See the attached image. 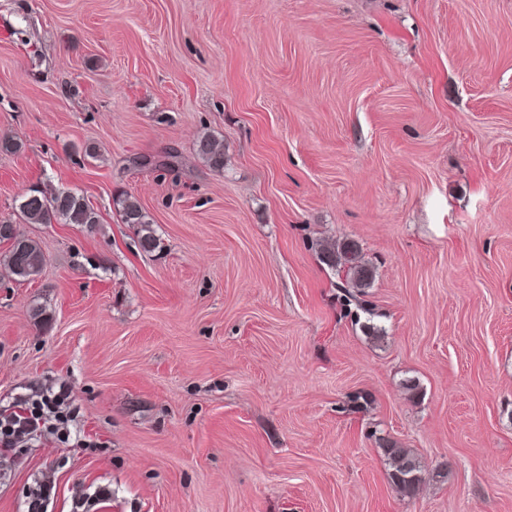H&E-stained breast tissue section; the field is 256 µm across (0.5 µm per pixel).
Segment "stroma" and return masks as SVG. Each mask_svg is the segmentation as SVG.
Here are the masks:
<instances>
[{
    "mask_svg": "<svg viewBox=\"0 0 512 512\" xmlns=\"http://www.w3.org/2000/svg\"><path fill=\"white\" fill-rule=\"evenodd\" d=\"M1 137L0 219L38 186L100 222L0 265V413L63 383L91 442L1 448L0 512L45 477L48 512H512V0H0ZM195 153L210 168L216 171L224 169V152L215 146L209 135L200 136L194 144ZM122 223L129 224L136 229L138 245L145 253L154 252L160 246V239L156 235L153 221L132 195L124 194L116 201ZM359 245L354 241H344L337 245V248L324 250L322 252V259L328 266L334 268L338 265L347 267L346 277L348 284L353 290L343 288L341 300L345 309L348 311L350 302L356 300L358 296H364L365 289L370 287L373 273L372 270L366 265H358L352 262L353 257L359 252ZM382 453L389 460L391 470L389 478L397 492L412 496L422 482L423 466L410 450L397 443L383 440Z\"/></svg>",
    "mask_w": 512,
    "mask_h": 512,
    "instance_id": "1",
    "label": "stroma"
}]
</instances>
